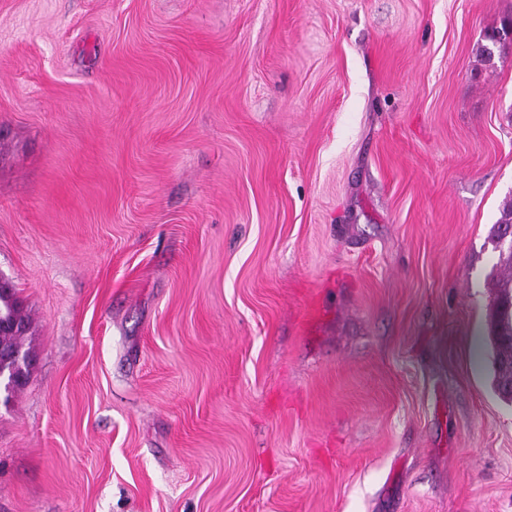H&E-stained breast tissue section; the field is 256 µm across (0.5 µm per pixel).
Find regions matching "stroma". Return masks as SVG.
Wrapping results in <instances>:
<instances>
[{"label": "stroma", "mask_w": 512, "mask_h": 512, "mask_svg": "<svg viewBox=\"0 0 512 512\" xmlns=\"http://www.w3.org/2000/svg\"><path fill=\"white\" fill-rule=\"evenodd\" d=\"M507 17L0 0V512H512ZM510 25V29L509 26ZM492 47L483 45L478 49L477 57L481 62L490 63L494 58V48L497 44L504 45L507 41L512 42V18H505L501 23V28L496 30L490 37ZM512 228V200L506 202L500 211V217L493 229V242L499 252L500 266L508 267L509 272L499 279L494 288H498L491 313L487 339L492 352V388L502 400L511 402L512 393L507 391L512 381V252L501 246V238L508 228ZM512 247L511 230L502 238ZM27 331L28 320L20 300L12 288L0 284V382L3 375L5 403L24 383L32 366V353L22 343Z\"/></svg>", "instance_id": "obj_1"}]
</instances>
